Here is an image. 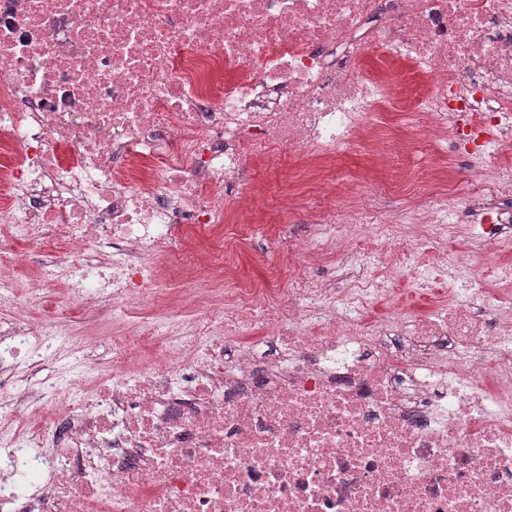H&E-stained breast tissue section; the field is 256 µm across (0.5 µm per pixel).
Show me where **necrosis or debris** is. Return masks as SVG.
I'll list each match as a JSON object with an SVG mask.
<instances>
[{"instance_id":"1","label":"necrosis or debris","mask_w":512,"mask_h":512,"mask_svg":"<svg viewBox=\"0 0 512 512\" xmlns=\"http://www.w3.org/2000/svg\"><path fill=\"white\" fill-rule=\"evenodd\" d=\"M404 80L422 183L463 156L498 193L403 208L401 182L353 178L307 236L276 229L287 286L225 265L247 235L213 227L255 222L254 164L382 161ZM509 151L512 0H0V223L109 257L21 290L26 255L0 247V302L192 303L115 319L106 365L92 334L0 316V374H23L0 387V512H512ZM399 256L422 289L467 273L463 295L369 317L395 283L359 269ZM328 259L342 284L308 275ZM256 330L282 355L239 353ZM44 336L67 364L55 403Z\"/></svg>"}]
</instances>
